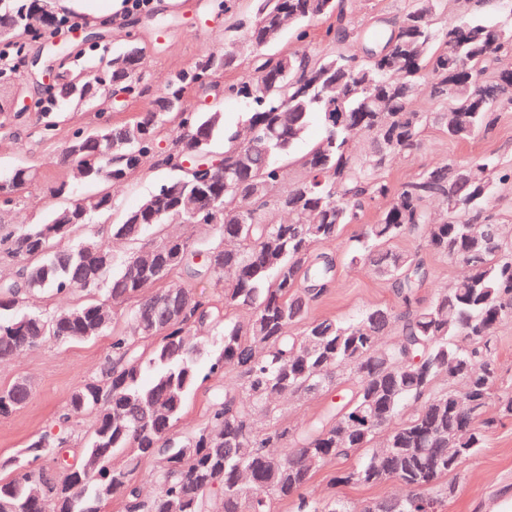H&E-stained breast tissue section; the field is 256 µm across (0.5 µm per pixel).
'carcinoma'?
Listing matches in <instances>:
<instances>
[{
    "label": "carcinoma",
    "mask_w": 512,
    "mask_h": 512,
    "mask_svg": "<svg viewBox=\"0 0 512 512\" xmlns=\"http://www.w3.org/2000/svg\"><path fill=\"white\" fill-rule=\"evenodd\" d=\"M237 41L173 73L154 108L122 125L78 133L63 148L61 164L72 179L103 191L70 197L43 221L8 224L0 243L24 263L23 280L0 282V362L46 345L93 339L112 330V360L97 380L70 396L65 419L86 417L82 454L75 466L55 464L63 441L41 434L16 456L0 462V504L8 512H103L114 498L124 512H273L294 499L298 512H438L454 487L441 480L484 447L494 420L512 419V387L499 375L493 336L512 320V223L486 213L490 197L512 186V170L491 157L448 159L417 177L390 185L382 172L396 158L418 151L426 130L471 141L491 125L492 114L512 104V26L486 19L447 21L448 0H410L393 19L376 17L351 28L347 0H253ZM42 0H0V27L19 38L36 33L31 19ZM330 19L327 36L337 50L324 56L267 53L284 28ZM251 58L250 78L223 87L207 112H176L169 103ZM143 48L100 60L89 70L75 61L57 70L43 111L60 103L77 106L104 86L135 93ZM430 85L436 111L415 106L418 86ZM245 108L249 140L226 126L221 100ZM288 100V109L279 105ZM173 116L179 134L163 164L174 172L157 190L110 227L132 251L114 272L116 257L104 240L86 235L61 241L112 208V190L125 184L157 154L161 129ZM320 135L294 156L311 125ZM361 133L367 149H354ZM224 144L222 185L201 186L216 203L186 214L183 234L168 230L182 210L181 198L204 174L180 166L186 148L206 155ZM304 174L288 187L287 167ZM34 177L19 167L0 181V201L10 203ZM387 204L372 222L371 203ZM251 219L240 220V208ZM361 226L346 246L350 265H364L390 282L396 306L366 308L353 322L310 320L308 313L335 276L332 258L319 247L340 239L345 227ZM401 238L412 249L390 244ZM427 249L468 274L420 293L430 277L420 251ZM211 259L197 264L193 256ZM219 290L199 296L192 280ZM179 287L175 304L151 295ZM26 290L77 303L53 312L29 311ZM245 309L243 319L233 312ZM208 374L224 375L204 423L182 436L175 425L190 392ZM285 395L323 398V413L308 426L281 419ZM30 387L0 390V413L23 406ZM363 413L371 425L336 439L341 414ZM367 452L358 465L333 478L337 484L376 485L394 480L402 496L371 499L360 508L334 495L314 498L310 480L340 457ZM156 494L138 487L142 460Z\"/></svg>",
    "instance_id": "carcinoma-1"
}]
</instances>
